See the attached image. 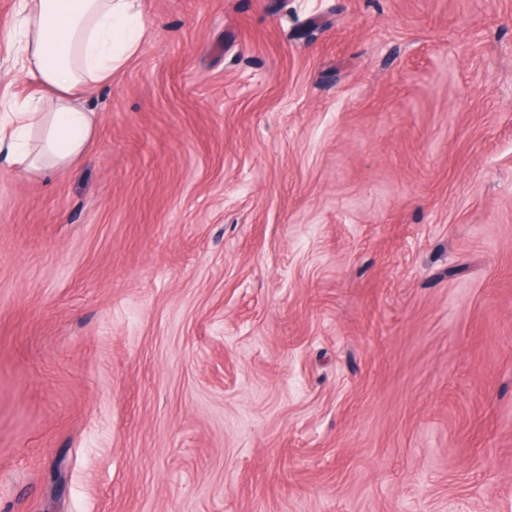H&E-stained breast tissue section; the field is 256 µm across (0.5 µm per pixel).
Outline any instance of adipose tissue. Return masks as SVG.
<instances>
[{
    "instance_id": "1",
    "label": "adipose tissue",
    "mask_w": 512,
    "mask_h": 512,
    "mask_svg": "<svg viewBox=\"0 0 512 512\" xmlns=\"http://www.w3.org/2000/svg\"><path fill=\"white\" fill-rule=\"evenodd\" d=\"M144 30L139 0H20L14 66L40 94L0 101V160L24 170L43 162L66 169L96 125L82 104L86 89L111 82Z\"/></svg>"
}]
</instances>
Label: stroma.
<instances>
[{
	"mask_svg": "<svg viewBox=\"0 0 512 512\" xmlns=\"http://www.w3.org/2000/svg\"><path fill=\"white\" fill-rule=\"evenodd\" d=\"M142 11L0 165V512H512V0Z\"/></svg>",
	"mask_w": 512,
	"mask_h": 512,
	"instance_id": "35a3bbf8",
	"label": "stroma"
}]
</instances>
